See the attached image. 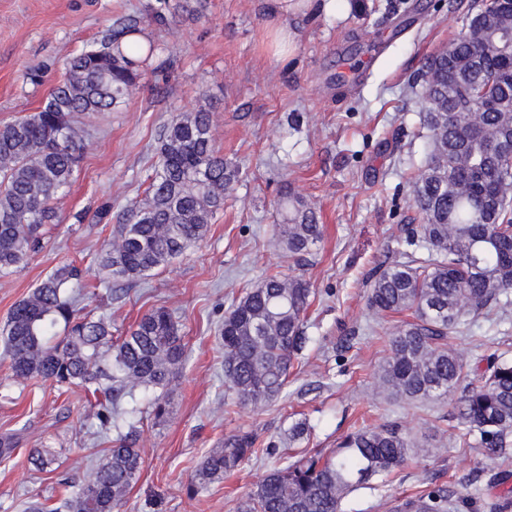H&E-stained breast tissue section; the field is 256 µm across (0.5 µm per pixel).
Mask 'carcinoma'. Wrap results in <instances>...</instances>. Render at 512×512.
<instances>
[{"mask_svg":"<svg viewBox=\"0 0 512 512\" xmlns=\"http://www.w3.org/2000/svg\"><path fill=\"white\" fill-rule=\"evenodd\" d=\"M458 37L432 55L421 75L432 132L426 160L412 180L411 207L422 216L410 244L427 251L374 269L366 280L368 304L378 317L411 312L390 341L378 371L391 395L414 399L461 391L460 435L500 461V481L512 477V358L500 355L482 372L448 347L466 318L512 304V167L489 153L512 142V3L482 0L460 20ZM134 20L67 60L64 78L36 112L0 125V273L25 264L58 222L57 200L83 161L90 132L86 118L110 112L136 89L141 59L154 46L134 42ZM158 161L145 195L131 202L98 264L109 283L142 280L202 242L239 170L215 146L211 112L201 107L173 116L160 131ZM274 238L294 257L321 242L317 209L295 197L284 203ZM80 270L64 266L43 278L0 325L11 377L41 378L59 387L81 385L97 400L100 425L137 387L159 389L152 412L166 414L167 387L186 363L178 324L163 307L145 313L125 334L112 336L104 314L81 313L72 283ZM309 283L267 275L224 314V378L237 402L260 406L283 393L306 341ZM415 444L393 424L348 434L336 452L302 456L270 470L238 502L237 512H342L356 488L400 467ZM255 437L240 431L204 458L201 484L224 480L255 456ZM143 468L133 434L113 446L58 503L34 499L27 512H121ZM448 487L436 485L396 501L391 512H450Z\"/></svg>","mask_w":512,"mask_h":512,"instance_id":"1","label":"carcinoma"}]
</instances>
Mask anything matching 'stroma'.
Here are the masks:
<instances>
[{
	"mask_svg": "<svg viewBox=\"0 0 512 512\" xmlns=\"http://www.w3.org/2000/svg\"><path fill=\"white\" fill-rule=\"evenodd\" d=\"M157 0H0V122L36 111L64 74L65 60L133 17L154 47L144 77L114 111L93 118L92 138L58 224L25 266L0 276V322L47 273L72 264L83 273V305L106 313L123 334L152 308L170 310L187 362L156 423L153 391L136 395L132 423L144 458L126 512H235L268 470L306 452L329 454L362 426L397 423L417 444L402 467L345 497L343 512H388L393 498L444 485L452 497L498 494L497 468L464 447L468 428L453 398L406 400L383 392L376 372L403 315L375 319L367 303L370 269L404 260L419 223L407 200L431 132L421 74L448 46L473 0H348L327 14L289 17L296 48L276 61L266 0H187L164 27L150 20ZM40 83H32L31 74ZM207 107L215 144L240 176L203 242L166 269L106 288L96 256L111 242L125 207L143 197L157 162V138L174 114ZM314 203L324 226L317 251L296 259L275 247L283 198ZM280 271L312 289L307 342L283 395L260 408L237 403L224 380L219 329L247 288ZM448 343L468 362L512 357V306L470 318ZM85 391L10 377L0 351V436L15 453L0 461V512H22L33 497L60 499L116 431L92 416ZM307 421L304 437L288 432ZM248 431L257 457L224 481L196 485L205 455ZM57 451L53 471L28 462L31 449ZM479 481H472L474 470Z\"/></svg>",
	"mask_w": 512,
	"mask_h": 512,
	"instance_id": "1",
	"label": "stroma"
}]
</instances>
